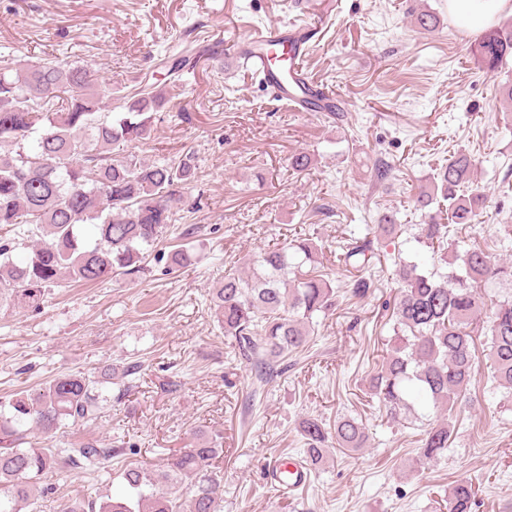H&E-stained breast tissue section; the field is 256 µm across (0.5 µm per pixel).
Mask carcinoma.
Listing matches in <instances>:
<instances>
[{
	"label": "carcinoma",
	"instance_id": "carcinoma-1",
	"mask_svg": "<svg viewBox=\"0 0 512 512\" xmlns=\"http://www.w3.org/2000/svg\"><path fill=\"white\" fill-rule=\"evenodd\" d=\"M424 31L441 25L440 17L421 11ZM477 64L494 72L512 59V18L486 30L471 48ZM201 52L192 49L168 69L170 82L193 70ZM169 104L164 89L149 78L134 92L112 96L95 72L69 62L38 63L25 69L0 55V228L13 234L0 239V308L36 306L47 288L68 278L94 284L110 276L142 269L146 254L163 238L179 205L181 189L192 177L193 157L146 163L112 149L150 136L156 113ZM474 160L464 152L448 159L422 191L416 207L426 221L413 240L448 262L457 250L453 231L478 223L484 194L470 187ZM28 225L26 254L13 252ZM390 212L379 216L378 235L343 246L340 261L355 269L380 259L379 244L396 236ZM458 266L446 273L425 272L416 262H394L398 294L394 305V341L370 388L390 417L414 408L413 401L454 412L475 372L473 333L482 300L474 285L512 281V265H498L477 244L455 255ZM319 251L309 238L263 250L248 277L224 274L212 289L210 306L241 354L254 361L262 379L275 363L307 347L313 316L335 306V291L320 274ZM491 378L512 393V299L498 304L487 326ZM110 369L96 375L55 377L41 387L0 402V512H38L48 490L40 480L60 468L94 473L122 448H105L86 439L70 448L23 447L34 433L51 437L72 421L97 417L101 389ZM304 462L324 459L328 438L336 447L356 450L366 434L356 418L336 420L329 432L316 418L301 422ZM449 419L424 433L423 458L434 460L448 449ZM223 453L201 436L189 448L148 468L128 463L118 473L128 496L90 493L67 500L61 512H223L224 486L215 460ZM477 491L467 481L448 490V512H471Z\"/></svg>",
	"mask_w": 512,
	"mask_h": 512
}]
</instances>
